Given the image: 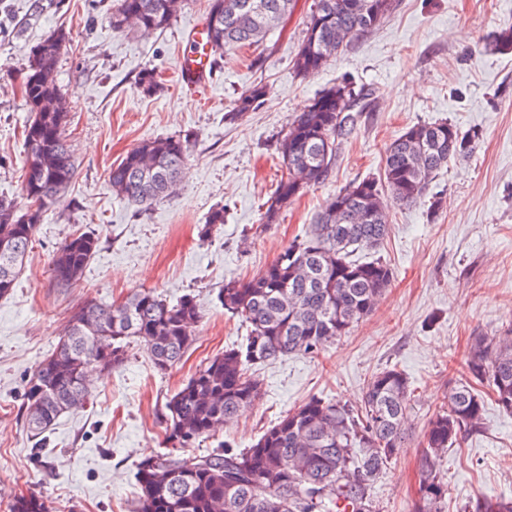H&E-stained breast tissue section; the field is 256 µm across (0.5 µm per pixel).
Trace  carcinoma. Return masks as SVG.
<instances>
[{
	"label": "carcinoma",
	"instance_id": "1",
	"mask_svg": "<svg viewBox=\"0 0 512 512\" xmlns=\"http://www.w3.org/2000/svg\"><path fill=\"white\" fill-rule=\"evenodd\" d=\"M292 0H208L206 35L211 63L242 47L259 48L291 9ZM395 0H314L294 66L315 75L346 44L375 29ZM187 0H117L112 28L155 31L168 27ZM69 33L55 30L33 49L21 88L30 116L24 129L22 203L0 199V297L16 285L37 224L55 197L73 181L76 169L67 140V114L46 112L43 101L61 94L59 57ZM492 47L512 52V27L500 30ZM264 88L255 85L230 106L242 120L255 111ZM373 106L372 90L338 83L291 116L278 140L286 173L264 204L261 223L273 224L282 208L307 187L327 181L341 144L362 113ZM478 134L447 121L418 123L385 148L380 178L354 182L328 198L315 224L267 268L248 281L224 282L218 297L224 310L246 328L243 341L210 359L168 397L158 415L166 442L191 448L222 424L255 406L262 388L253 368L291 354L317 355L367 316L393 280L381 258L354 259L380 247L389 235L388 203L410 205L426 196L436 174L452 158H467ZM188 140L153 138L112 165L108 182L119 199L148 208L171 193L188 165ZM224 223L213 210L199 229L202 241ZM94 233L65 239L51 258L57 283H77L97 252ZM201 313L186 294L174 304L154 290L132 291L121 302L88 301L68 320L54 351L37 366L25 393L31 432L48 430L63 414L83 407L90 374L122 364L130 339L149 353L155 368L178 365L191 346V327ZM466 381L451 387L430 419L419 460V496L412 512H447L448 488L440 459L468 434L485 425L488 386L496 404L512 414V335L474 338L463 359ZM412 391L396 368L375 373L356 406L313 396L264 431L250 447H225L185 458L142 460L138 466L136 512H379L372 483L391 463L404 439V418ZM10 512H50L45 497H16ZM460 512H512V498H476Z\"/></svg>",
	"mask_w": 512,
	"mask_h": 512
}]
</instances>
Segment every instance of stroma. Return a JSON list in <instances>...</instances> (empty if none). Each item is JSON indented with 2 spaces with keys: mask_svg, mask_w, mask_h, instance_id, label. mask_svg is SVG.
<instances>
[{
  "mask_svg": "<svg viewBox=\"0 0 512 512\" xmlns=\"http://www.w3.org/2000/svg\"><path fill=\"white\" fill-rule=\"evenodd\" d=\"M115 0H57L26 22L31 0H0V197L19 199L28 118L20 84L33 47L49 32L71 34L58 80L67 100L76 176L38 224L13 291L0 297V487L42 494L65 512H134L137 465L171 448L157 410L196 367L246 334L224 310L225 280L262 272L304 237L325 200L352 182L378 176L386 144L407 128L447 120L478 132L471 157L451 161L429 186L441 197L390 204L391 232L378 253L394 279L369 316L321 353L296 354L257 367L262 397L199 445L242 449L311 396L353 405L368 379L394 367L414 396L407 435L372 494L381 512H410L418 496L421 441L448 388L462 375L473 337L512 328V52L491 51L496 32L512 26V0H397L372 32L350 43L318 74L299 75L294 60L313 0H294L262 51L224 56L206 102L175 87L181 36L204 17L208 0H190L165 30H113ZM162 85L146 94L140 74ZM367 86L375 106L343 144L330 179L306 188L277 223L261 226L262 206L282 175L277 142L290 116L334 84ZM264 86L247 118L228 116L232 102ZM189 140L188 169L174 193L143 210L117 199L107 171L149 138ZM224 222L207 241L198 231L216 207ZM92 232L100 246L83 278L57 285L49 264L71 235ZM152 289L169 302L193 295L202 320L183 362L161 372L131 345L125 362L98 373L92 402L59 417L44 441L27 430L24 394L83 302L122 299ZM448 512L480 496L512 497V414L485 400L482 433L449 449L441 464Z\"/></svg>",
  "mask_w": 512,
  "mask_h": 512,
  "instance_id": "obj_1",
  "label": "stroma"
}]
</instances>
